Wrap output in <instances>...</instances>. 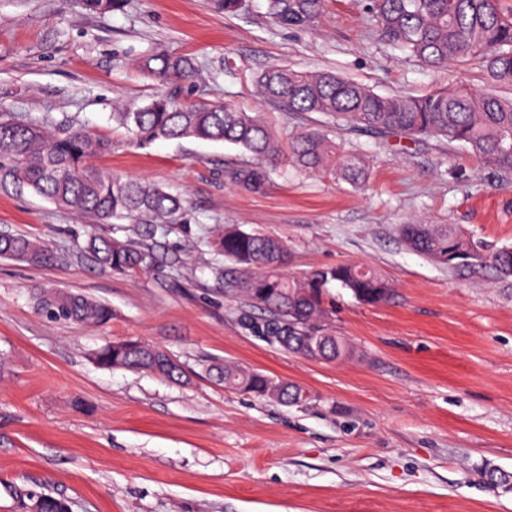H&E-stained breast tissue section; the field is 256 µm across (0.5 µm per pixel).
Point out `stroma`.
Returning a JSON list of instances; mask_svg holds the SVG:
<instances>
[{
  "label": "stroma",
  "instance_id": "obj_1",
  "mask_svg": "<svg viewBox=\"0 0 512 512\" xmlns=\"http://www.w3.org/2000/svg\"><path fill=\"white\" fill-rule=\"evenodd\" d=\"M367 0H326L306 29L273 24L265 0L240 11L215 0H127L119 11L77 0H0V110L75 124L106 139L95 165L180 195L185 210L151 244L159 263L100 271L83 248L87 218L57 208L0 172V232L58 256L33 266L0 259V512H28L27 492L69 512H512V488L481 469L512 473V277L437 264L399 236L415 220L451 224L512 247V174L493 172L440 139L341 130L366 180L282 164L263 190L230 183L235 147L183 139L146 148L112 121L116 105L177 92L262 112L279 135L324 124L259 101L253 79L272 65L332 71L383 95L444 86L493 89L473 62L432 70L381 39ZM191 58V81L147 77L152 53ZM237 224L284 242L288 273L356 263L391 282L370 306L337 290L324 324L357 350L313 361L256 336L252 309L215 277L222 256L202 241ZM53 286L108 304L94 326L54 323L34 291ZM118 339H141L182 368L171 382L98 366ZM231 361L301 385L303 406L230 390L206 371Z\"/></svg>",
  "mask_w": 512,
  "mask_h": 512
}]
</instances>
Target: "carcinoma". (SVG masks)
<instances>
[{"mask_svg": "<svg viewBox=\"0 0 512 512\" xmlns=\"http://www.w3.org/2000/svg\"><path fill=\"white\" fill-rule=\"evenodd\" d=\"M89 12L106 13L122 7L121 0H79ZM266 14L288 28H306L321 13L324 0H266ZM371 21L381 35L418 58L423 64L443 67L451 62L478 59L490 78L512 82V14L502 13L498 0H368ZM141 71L163 81H186L191 62L178 55L153 54ZM260 99L281 104L296 115L320 113L331 125L295 133L282 146L272 122L259 112H245L230 104L204 98L185 101L173 94L150 99L141 106L112 113L134 143L147 147L157 141L194 138L238 146L252 162L226 168L229 181L258 191L268 170L285 161L309 173H330L352 183L364 178L361 157L340 152L333 133L350 125L371 133H402L412 139L436 137L456 143L501 174H512V100L462 86L441 87L422 96L382 95L365 85L329 71L271 66L254 79ZM109 142L73 125L49 128L0 113V168L55 206L92 216L98 224L129 220L144 225L148 238L166 234L184 200L163 187L139 179L122 178L89 164L95 155L110 150ZM405 245L450 268L491 269L512 277V248H494L475 241L450 224H404ZM209 250L224 256L232 268L217 270L224 292L244 298L263 312L259 322L248 321L258 336L282 350L307 357L313 348L323 360H344L355 355L339 336L318 335L316 321L329 312L330 289L347 290L358 301L377 305L393 295L380 273L355 264H340L300 277L285 272L288 249L280 240L239 226H223L207 240ZM84 249L100 268L112 273L144 271L158 255L131 239L87 233ZM0 258L37 265H52L58 257L45 245L25 236H0ZM37 308L54 322L103 325L112 309L84 293L52 294L42 288ZM105 368L148 372L168 380L182 377L180 366L168 353L138 339L114 341L95 355ZM209 375L224 387L276 401L306 404L304 389L235 363H215ZM43 512H68L67 504L46 494Z\"/></svg>", "mask_w": 512, "mask_h": 512, "instance_id": "carcinoma-1", "label": "carcinoma"}]
</instances>
